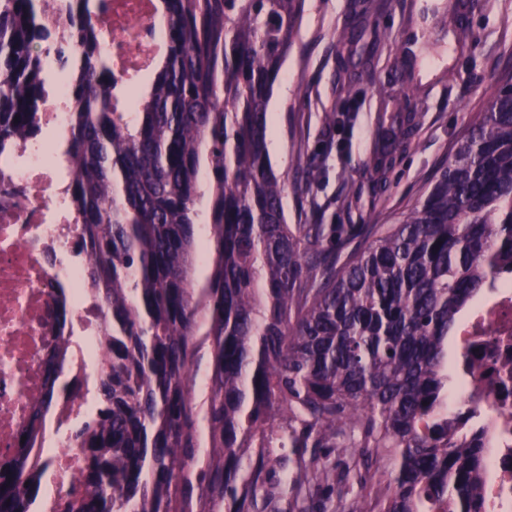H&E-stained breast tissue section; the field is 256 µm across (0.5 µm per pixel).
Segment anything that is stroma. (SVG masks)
Returning a JSON list of instances; mask_svg holds the SVG:
<instances>
[{
	"label": "stroma",
	"mask_w": 512,
	"mask_h": 512,
	"mask_svg": "<svg viewBox=\"0 0 512 512\" xmlns=\"http://www.w3.org/2000/svg\"><path fill=\"white\" fill-rule=\"evenodd\" d=\"M507 70L512 0H305L269 103L289 223H399ZM403 101L414 125L384 144Z\"/></svg>",
	"instance_id": "stroma-1"
}]
</instances>
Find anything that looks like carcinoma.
Returning <instances> with one entry per match:
<instances>
[{
    "mask_svg": "<svg viewBox=\"0 0 512 512\" xmlns=\"http://www.w3.org/2000/svg\"><path fill=\"white\" fill-rule=\"evenodd\" d=\"M162 65L112 106L102 0H71V199L111 337L101 407L82 431L72 512H480L484 429L448 418V336L512 268V74L398 224L287 223L268 104L304 0H161ZM42 0H0V143L35 134ZM214 257L191 285L201 173ZM208 312L206 407L188 393ZM0 461V512L37 499L36 444L63 371ZM294 455L281 507L271 481Z\"/></svg>",
    "mask_w": 512,
    "mask_h": 512,
    "instance_id": "cac0c4a2",
    "label": "carcinoma"
}]
</instances>
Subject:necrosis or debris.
<instances>
[{"label": "necrosis or debris", "instance_id": "4bbe7bcc", "mask_svg": "<svg viewBox=\"0 0 512 512\" xmlns=\"http://www.w3.org/2000/svg\"><path fill=\"white\" fill-rule=\"evenodd\" d=\"M48 71L37 138L0 151V457L11 454L44 387L42 359L55 334L58 300L68 309L67 363L41 431V498L31 512H67L81 494L80 432L97 409L96 370L103 357L108 310L86 278L82 219L70 198L66 150L73 102L59 59L69 0H46ZM100 25L105 56L121 84L117 109L131 112V94L164 51L155 31L157 0H105ZM453 372L464 400L451 415L484 426L487 465L483 512H512V284L496 283L463 319Z\"/></svg>", "mask_w": 512, "mask_h": 512}]
</instances>
